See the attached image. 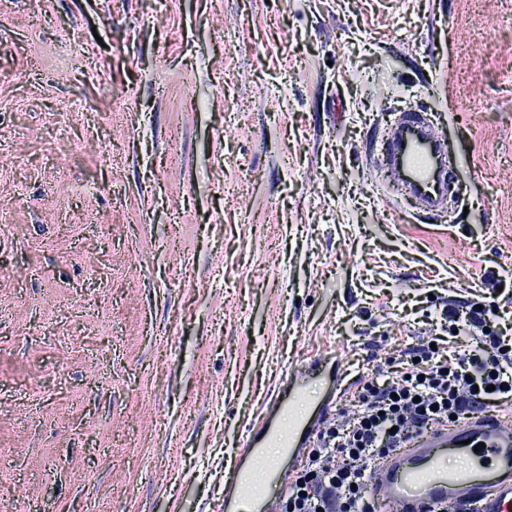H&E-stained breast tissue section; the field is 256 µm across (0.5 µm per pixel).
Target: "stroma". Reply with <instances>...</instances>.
<instances>
[{
    "mask_svg": "<svg viewBox=\"0 0 512 512\" xmlns=\"http://www.w3.org/2000/svg\"><path fill=\"white\" fill-rule=\"evenodd\" d=\"M415 106L434 219L369 160ZM452 288L512 328V0H0V512H214L299 359Z\"/></svg>",
    "mask_w": 512,
    "mask_h": 512,
    "instance_id": "stroma-1",
    "label": "stroma"
}]
</instances>
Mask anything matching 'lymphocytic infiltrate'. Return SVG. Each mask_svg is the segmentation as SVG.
<instances>
[{
  "label": "lymphocytic infiltrate",
  "mask_w": 512,
  "mask_h": 512,
  "mask_svg": "<svg viewBox=\"0 0 512 512\" xmlns=\"http://www.w3.org/2000/svg\"><path fill=\"white\" fill-rule=\"evenodd\" d=\"M494 302L444 305L441 336H417L398 356L361 375L348 407L322 428L318 444L277 512H375L373 465L433 424L512 405V336L492 328ZM469 345L455 353L461 340Z\"/></svg>",
  "instance_id": "obj_1"
}]
</instances>
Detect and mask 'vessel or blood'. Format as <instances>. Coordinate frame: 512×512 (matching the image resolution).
<instances>
[{
  "label": "vessel or blood",
  "mask_w": 512,
  "mask_h": 512,
  "mask_svg": "<svg viewBox=\"0 0 512 512\" xmlns=\"http://www.w3.org/2000/svg\"><path fill=\"white\" fill-rule=\"evenodd\" d=\"M378 160L379 173L405 186L418 215H438L458 194L459 166L423 110L402 112L381 135ZM321 366L317 357L300 361L263 403L224 475L220 512H276L294 476L285 460L305 458L341 394L345 372L333 359L331 384L308 414L295 416L307 379ZM369 485L386 512H512V419L485 412L430 426L377 462Z\"/></svg>",
  "instance_id": "vessel-or-blood-1"
}]
</instances>
